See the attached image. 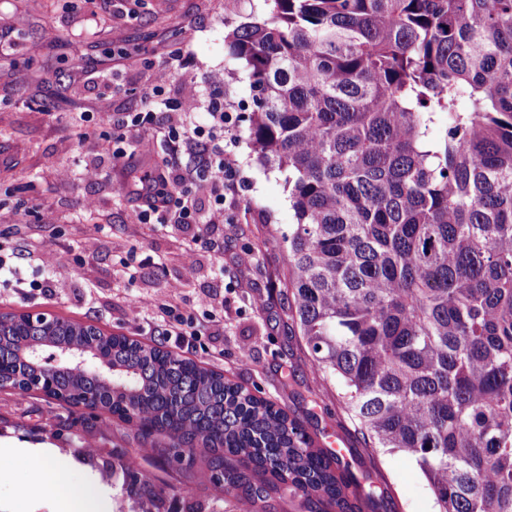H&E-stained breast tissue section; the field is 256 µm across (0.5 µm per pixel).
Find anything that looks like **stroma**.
Instances as JSON below:
<instances>
[{"instance_id": "1", "label": "stroma", "mask_w": 512, "mask_h": 512, "mask_svg": "<svg viewBox=\"0 0 512 512\" xmlns=\"http://www.w3.org/2000/svg\"><path fill=\"white\" fill-rule=\"evenodd\" d=\"M263 0H0V35L26 48L0 61V257L20 267L28 286L0 282V313H42L91 322L208 364L225 377L274 401L304 421L320 444L342 455L355 474L370 473L385 486L383 512H435L428 484L415 461L379 453L370 463L357 425L336 399V386L306 365L307 353L288 316L279 282L288 254L276 237L295 222L284 176L252 158L237 134L239 200L228 224H138L137 197L123 191L125 171L100 160L111 178L89 180L77 163L96 159V145L125 133L129 113L141 111L153 70L170 51L187 63L165 94L196 95L206 73H229L224 102L246 117L251 93L246 70L224 47L228 20L264 13ZM96 35L126 50L110 68L100 49L85 48L78 65L64 63L61 32ZM87 113L79 121L78 113ZM94 210H86V202ZM53 242L55 262L45 273L39 257ZM194 250L193 275L184 256ZM95 270L85 280V267ZM52 276L53 291L40 289ZM185 286L171 292V282ZM214 298L201 306L202 296ZM188 314L194 336H168L169 314ZM251 359L241 362V350ZM49 446L70 456L92 446L97 457L73 469V484L105 492L109 512H131L122 474L111 465L139 441L112 416L87 408L66 409L34 391L23 400L0 389V512H52L50 495L33 482L34 458L10 442ZM143 469L158 485H170L169 512H237L235 499L201 482L195 466L148 459Z\"/></svg>"}]
</instances>
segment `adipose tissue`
Returning a JSON list of instances; mask_svg holds the SVG:
<instances>
[{"mask_svg":"<svg viewBox=\"0 0 512 512\" xmlns=\"http://www.w3.org/2000/svg\"><path fill=\"white\" fill-rule=\"evenodd\" d=\"M39 460L34 481L39 489L52 490L57 512H106L90 487L69 484L67 474L74 459L51 450L37 451Z\"/></svg>","mask_w":512,"mask_h":512,"instance_id":"1","label":"adipose tissue"}]
</instances>
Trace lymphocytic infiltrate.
Returning a JSON list of instances; mask_svg holds the SVG:
<instances>
[{
    "instance_id": "obj_1",
    "label": "lymphocytic infiltrate",
    "mask_w": 512,
    "mask_h": 512,
    "mask_svg": "<svg viewBox=\"0 0 512 512\" xmlns=\"http://www.w3.org/2000/svg\"><path fill=\"white\" fill-rule=\"evenodd\" d=\"M170 60V66L153 72L150 98L132 118L133 126L141 130L132 150L107 139L98 143L97 153L111 158L116 168L125 167L132 151L161 157L162 168L142 180L143 207L134 215L137 223L222 224L239 191L231 152L236 118L224 105L226 79L216 72L208 74L205 107L193 101H170L166 107L178 113V121L159 122L154 101L163 96L175 65L182 63L181 52L172 53ZM199 110L204 113L200 122L194 118Z\"/></svg>"
}]
</instances>
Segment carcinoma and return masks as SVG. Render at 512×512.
Returning <instances> with one entry per match:
<instances>
[{
    "label": "carcinoma",
    "instance_id": "cac0c4a2",
    "mask_svg": "<svg viewBox=\"0 0 512 512\" xmlns=\"http://www.w3.org/2000/svg\"><path fill=\"white\" fill-rule=\"evenodd\" d=\"M264 2L225 43L250 80L253 155L288 186L283 281L307 366L342 382L369 454L414 458L435 512H512V0ZM40 336L0 314V389L25 399L43 375L46 397L159 436L120 464L137 512H162L145 457L201 462L245 512L274 494L380 507L303 422L224 374L70 319Z\"/></svg>",
    "mask_w": 512,
    "mask_h": 512
}]
</instances>
